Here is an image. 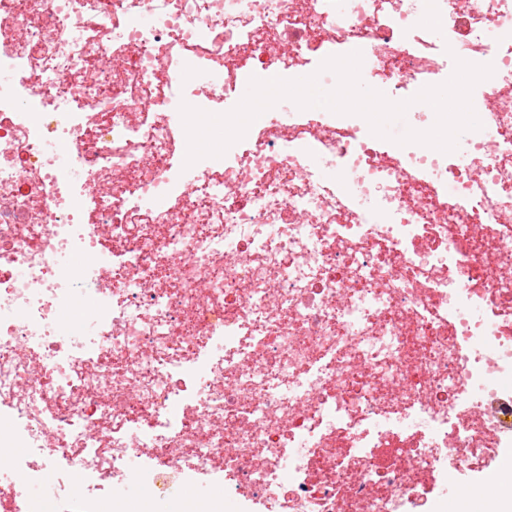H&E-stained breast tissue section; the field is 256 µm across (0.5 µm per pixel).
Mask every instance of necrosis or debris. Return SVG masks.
<instances>
[{
    "label": "necrosis or debris",
    "mask_w": 512,
    "mask_h": 512,
    "mask_svg": "<svg viewBox=\"0 0 512 512\" xmlns=\"http://www.w3.org/2000/svg\"><path fill=\"white\" fill-rule=\"evenodd\" d=\"M357 51L393 101L493 67L455 152L280 107L185 166L179 108ZM156 199L153 208L144 207ZM79 252L80 264L62 255ZM0 447L76 512L492 500L512 450V0H0ZM145 493L104 488L128 457ZM198 490L207 491L212 496L217 510L220 512H234V505L224 497V486L219 484H204L196 487L195 485L184 486L181 494H196Z\"/></svg>",
    "instance_id": "4bbe7bcc"
}]
</instances>
